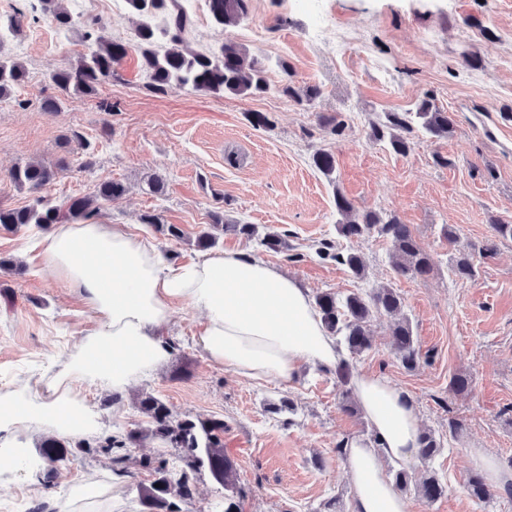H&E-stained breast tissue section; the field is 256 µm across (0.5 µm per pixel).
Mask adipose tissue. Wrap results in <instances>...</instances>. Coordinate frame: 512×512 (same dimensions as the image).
<instances>
[{"instance_id": "obj_1", "label": "adipose tissue", "mask_w": 512, "mask_h": 512, "mask_svg": "<svg viewBox=\"0 0 512 512\" xmlns=\"http://www.w3.org/2000/svg\"><path fill=\"white\" fill-rule=\"evenodd\" d=\"M38 258L47 274L78 293L98 325L46 387L22 384L0 394V460L13 464L0 469V483L21 469L43 470L42 461L18 443L21 431L74 439L102 430L86 389L105 388L119 399L167 363L173 350L164 330L175 306L202 314L197 345L212 364L240 377L288 383L302 365L335 370L343 364L308 289L245 253L214 251L171 264L151 241L118 225L89 221L53 225ZM353 390L375 439L345 446L351 512H413L385 463L416 458L421 432L414 399L367 374L354 377ZM61 512H112L111 484L73 486Z\"/></svg>"}]
</instances>
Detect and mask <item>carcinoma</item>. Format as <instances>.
Returning a JSON list of instances; mask_svg holds the SVG:
<instances>
[{
	"mask_svg": "<svg viewBox=\"0 0 512 512\" xmlns=\"http://www.w3.org/2000/svg\"><path fill=\"white\" fill-rule=\"evenodd\" d=\"M59 0H41L42 10L50 14L56 25L70 28L76 25L73 16L58 7ZM128 13L136 18L131 39L127 41L95 39L96 48L81 57L71 68L54 69L49 73L51 82L62 94L78 99L95 91L103 80L112 77L130 52H136L151 80L150 86L160 91L172 82L189 86L195 91L238 97H258L270 90L266 68L262 60L244 47L226 40L204 52L186 53L180 49L192 27V18L182 0H123ZM213 23L222 28L239 24L248 16L249 0H206ZM283 73L278 91L298 105H310L320 96V88L309 85L300 90L293 82L287 62H282ZM26 78L25 68L13 58L0 55V101L10 98L12 90ZM420 126L430 136L446 138L453 130V119L440 109L431 98L422 99L412 112H385L369 122L370 137L385 142L396 153L405 155L411 150L409 134ZM315 168L335 183L336 158L328 150L320 149L312 157ZM57 169L42 163L15 165L9 170L10 180L20 188L36 193L32 204L23 208L0 206V227L18 229L33 224L45 229L67 221H89L99 215L98 202H110L123 196L126 187L119 181L99 184L94 197L68 198L53 201L40 192L52 183ZM336 210L347 218L338 225L339 233L357 240L372 233L387 238L391 243L392 269L399 276L424 277L433 270L431 256L419 245L409 227L395 217L382 218L373 211H359L341 192L335 193ZM144 224H152L169 239H180L184 231L176 224H162L156 215L141 216ZM493 238L479 249L480 256H492L496 240H512V224L499 220L491 224ZM230 233L254 239L266 251L280 252L288 248L284 235L277 231L258 232L254 224L238 221L230 223L224 214H211V224L197 236V246L209 249L220 236ZM318 254L346 266L356 277L365 273L363 257L356 250L333 252V246H322ZM454 275L461 280H474L477 270L471 255L464 254L454 260ZM316 308L322 315L329 333L338 343L360 355L371 348V323L379 316H396L391 336L392 354L408 371L420 363L421 351L409 319L403 315L404 300L392 287L379 288L370 293L362 291L339 296L325 291L315 296ZM139 409L148 418L147 427L127 432L124 436H111L99 448L112 453V469L127 472V448L146 439H159L169 448L180 450L181 473L167 467V461L146 462L143 467L153 471V480L138 485L140 503L152 512H180L175 499H188L192 490L186 470L206 468L214 480L228 491L224 495V512H240V506L230 492L234 491L237 473L233 461L224 453V421L221 419H192L176 416L161 398L145 393L139 399ZM441 451L436 437L423 432L418 450L421 461L432 460ZM40 454L49 464L65 461L68 449L59 438H48L40 445ZM417 493L427 503L440 498L445 485L430 473L415 484ZM472 498L487 503L492 493L484 480L473 475L468 479Z\"/></svg>",
	"mask_w": 512,
	"mask_h": 512,
	"instance_id": "carcinoma-1",
	"label": "carcinoma"
}]
</instances>
